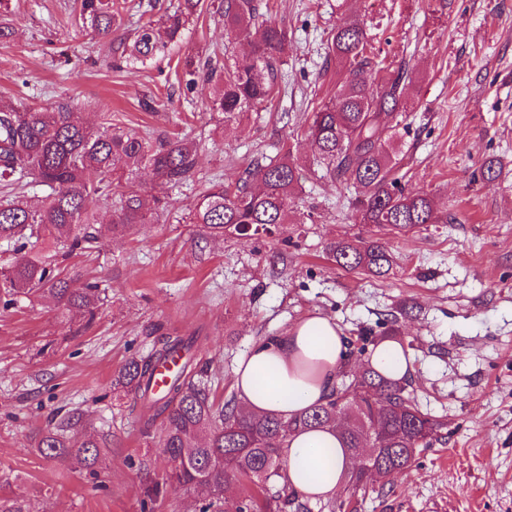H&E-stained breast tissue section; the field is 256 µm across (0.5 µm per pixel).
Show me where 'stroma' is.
Listing matches in <instances>:
<instances>
[{
    "mask_svg": "<svg viewBox=\"0 0 512 512\" xmlns=\"http://www.w3.org/2000/svg\"><path fill=\"white\" fill-rule=\"evenodd\" d=\"M112 0L119 26L99 36L80 0H14L12 40L0 43V103L65 104L88 122L198 145L192 180L172 187L147 173L129 188L166 202L126 239L101 232L98 251L65 261L76 281H98L90 327L53 300L0 304V498L31 512H141L142 490L164 482L167 459L150 413L113 392L112 378L164 334L196 337L211 396H235L233 368L250 347L306 315L333 318L351 343L395 336L410 354L420 409L447 425L385 490L357 492L359 512H512V0H269V23L287 28L278 93L262 110L218 124L181 76L188 56L224 51V19L211 0L178 42L147 63L122 59L142 26L180 0ZM363 22L374 53L405 63L406 122L395 143L406 191L430 194L444 224L404 235L361 223L358 189L316 175L304 132L340 76L327 38ZM304 167V223L243 241L210 237L190 207L209 181L235 183L283 147ZM494 163L492 181L480 169ZM378 238L389 274L346 271L326 256L342 237ZM105 440L96 475L35 442L70 411Z\"/></svg>",
    "mask_w": 512,
    "mask_h": 512,
    "instance_id": "stroma-1",
    "label": "stroma"
}]
</instances>
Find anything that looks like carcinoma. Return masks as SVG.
Masks as SVG:
<instances>
[{
    "instance_id": "carcinoma-1",
    "label": "carcinoma",
    "mask_w": 512,
    "mask_h": 512,
    "mask_svg": "<svg viewBox=\"0 0 512 512\" xmlns=\"http://www.w3.org/2000/svg\"><path fill=\"white\" fill-rule=\"evenodd\" d=\"M12 0H0V42L14 36L9 15ZM265 0H221L225 38L250 40L251 51L229 60L224 44L220 66L211 60H185L186 88H201L210 109L225 124L270 101L281 76L288 30L267 23ZM200 14V0L183 3L161 16L168 40L181 37L191 17ZM81 16L100 35L112 33L115 17L110 0H81ZM369 37L363 24L338 26L328 37V55L346 71L336 91L311 114L305 135L317 162L334 178H345L363 189L357 200L360 221L398 234L440 221L433 198L412 194L395 176L398 153L393 145L406 111L405 92L412 74L403 64L386 65L368 55ZM161 50L153 26L142 29L130 58L144 64ZM375 71L372 77L367 70ZM197 148L193 141L154 139L104 122L85 124L66 108L24 106L0 108V181L10 198L0 200V242L13 246L14 260L0 266V300L11 305L21 295L47 294L69 312L92 322L100 301L95 282L80 285L64 276L58 258L89 257L98 248L95 225L99 215L88 198H115L112 237L136 233L147 223V203L127 190L138 172L148 169L166 184L180 185L195 174ZM304 178L302 168L285 152L245 169L235 185L215 182L191 207V221L214 237L235 233L248 239L286 221ZM26 186L45 194L31 199ZM329 260L352 272L388 274L391 256L383 242L359 237L334 241ZM192 337L162 336L148 356L128 361L112 380V388L154 410L147 428L160 422V442L170 463L164 485L145 489L142 509L167 489L199 486L205 497L200 512H358V502L329 500L321 505L305 499L280 481V448L295 431L340 427L343 447L358 452L368 442L374 455L348 473L345 486L357 490L370 481L389 482L406 472L419 453L445 438V423L423 413L409 396L411 382L385 378L363 363L354 378L340 372L327 400L304 414L283 421L271 415L247 414L234 400L217 403L194 377L208 367L195 361ZM177 354L183 362L161 393L153 390L157 364ZM71 421L42 434L37 451L46 458L67 454L87 470L101 457L105 444L92 436L72 447L67 437ZM232 476L253 485L239 497L225 495Z\"/></svg>"
}]
</instances>
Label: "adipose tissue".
I'll return each mask as SVG.
<instances>
[{
    "mask_svg": "<svg viewBox=\"0 0 512 512\" xmlns=\"http://www.w3.org/2000/svg\"><path fill=\"white\" fill-rule=\"evenodd\" d=\"M347 345L335 320L319 313L280 336L255 343L233 373L241 403L251 412L288 420L324 402L348 358ZM369 362L392 379L408 378L412 372L409 353L394 339L379 342ZM282 458L284 481L313 502L339 492L354 464L331 429L289 436Z\"/></svg>",
    "mask_w": 512,
    "mask_h": 512,
    "instance_id": "ef3b65f1",
    "label": "adipose tissue"
}]
</instances>
